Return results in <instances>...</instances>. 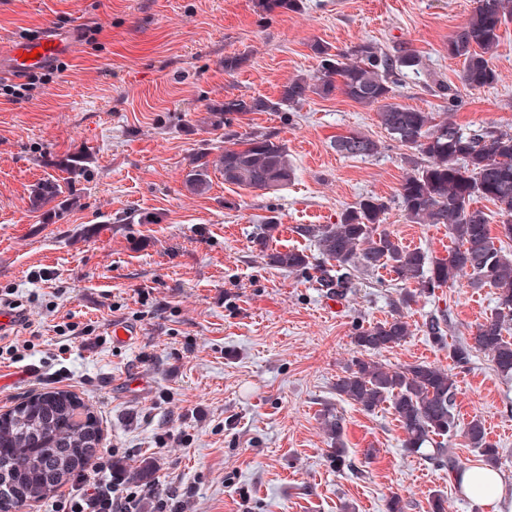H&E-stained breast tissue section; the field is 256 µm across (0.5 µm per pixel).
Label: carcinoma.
<instances>
[{
    "label": "carcinoma",
    "instance_id": "cac0c4a2",
    "mask_svg": "<svg viewBox=\"0 0 512 512\" xmlns=\"http://www.w3.org/2000/svg\"><path fill=\"white\" fill-rule=\"evenodd\" d=\"M508 22H512V0H478L471 17L448 40V55L462 60L461 79L467 86L495 83L488 54ZM312 50L320 58L316 73L282 86L276 100L230 97L214 113L215 124L224 125L228 143L220 160L224 182L267 192L288 186L295 170L286 146L269 133H240L233 122L250 113L290 112L311 94L328 97L338 90L360 104L380 105V122L390 138L417 152L412 172L398 190L401 211L413 224L448 225L458 247L445 258L431 257L377 232L388 206L368 195L342 212L335 224L301 228L317 243L322 260L314 263L304 252L288 250L270 253L269 262L291 273L309 274L338 299L353 287L360 268H387L410 284L401 294L402 307L469 271L474 283L496 290V306L478 326L472 342L454 346L451 355L464 365L472 352L480 351L492 358L498 371L512 373V342L503 335L512 323V254L494 246L487 214L472 207L476 198L493 202L501 216L502 236L512 239V134L468 129L446 116L438 121L432 112L388 102L393 85L420 70L419 58L404 44L386 51L365 40L345 52H334L315 42ZM333 145L350 157H368L379 150L376 141L352 132L336 136ZM189 186L196 193L209 188L207 163L192 171ZM444 322L442 316L426 322V331L437 344L445 342ZM408 335L409 325L400 316L360 329L354 343L361 356L337 378L336 395L368 412L392 401L405 432V450L459 473L464 466L449 447L457 428L453 375L426 363L393 370L362 357ZM324 421L334 444L331 462L340 469L347 462L342 419L329 412ZM465 436L484 462L496 463L499 451L487 441L481 420H472ZM100 441L97 417L68 391L33 394L0 414V512H15L20 503L36 502L64 482L78 479L98 455Z\"/></svg>",
    "mask_w": 512,
    "mask_h": 512
}]
</instances>
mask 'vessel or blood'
<instances>
[{"label": "vessel or blood", "mask_w": 512, "mask_h": 512, "mask_svg": "<svg viewBox=\"0 0 512 512\" xmlns=\"http://www.w3.org/2000/svg\"><path fill=\"white\" fill-rule=\"evenodd\" d=\"M67 49L64 39L54 32L10 41L0 53V75L17 77L36 70H45L63 57Z\"/></svg>", "instance_id": "b4317fda"}]
</instances>
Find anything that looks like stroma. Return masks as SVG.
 <instances>
[{"mask_svg":"<svg viewBox=\"0 0 512 512\" xmlns=\"http://www.w3.org/2000/svg\"><path fill=\"white\" fill-rule=\"evenodd\" d=\"M477 0H301L264 11L259 0H0V47L48 27L74 34L62 70L18 102L0 97V298L18 301L26 326L0 338V413L26 396L75 393L100 421L101 450L127 471L153 464L150 486L175 493L179 512H477L448 475L402 446L391 403L367 412L335 385L355 354L360 328L403 314L399 344L374 353L391 369L421 362L454 374L458 430L450 445L464 466L481 463L464 432L482 419L512 473V376L473 353L458 366L453 345L470 340L495 308L493 288L467 277L398 309L402 284L386 269L360 273L335 300L314 281L270 265L269 253L318 259L305 224H333L361 197L388 202L380 231L408 248L445 257L447 225L413 224L396 202L412 150L391 140L378 106L342 93L310 95L289 113H251L238 132L283 140L295 178L275 192L226 184L224 131L212 107L225 97L277 99L282 85L310 76L320 41L345 50L372 40L402 43L422 60L393 103L450 113L472 129L512 133V22L490 54L495 85L460 79L449 39ZM240 58L237 70L224 59ZM456 88L459 106L434 90ZM356 132L378 154L349 157L333 139ZM79 156V168L68 159ZM207 192L186 180L199 159ZM51 184L55 198L35 206ZM277 216L266 246L254 231ZM445 316L446 341L426 333ZM135 332L113 345L114 326ZM344 426L348 467L336 469L323 429L326 410Z\"/></svg>","mask_w":512,"mask_h":512,"instance_id":"obj_1","label":"stroma"}]
</instances>
